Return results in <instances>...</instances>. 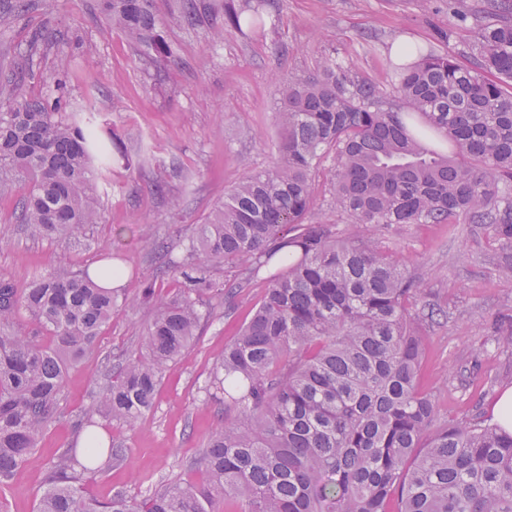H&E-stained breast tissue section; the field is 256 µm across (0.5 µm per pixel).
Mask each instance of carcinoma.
Wrapping results in <instances>:
<instances>
[{"label":"carcinoma","instance_id":"1","mask_svg":"<svg viewBox=\"0 0 512 512\" xmlns=\"http://www.w3.org/2000/svg\"><path fill=\"white\" fill-rule=\"evenodd\" d=\"M275 0H225L224 23L265 27ZM21 0L0 10L10 28ZM128 40L172 56L158 40L155 0H100ZM207 5L180 0L188 29ZM50 42L28 41V57ZM477 56L408 48L387 92L328 54L279 87V156L224 196L181 259L161 272L179 287L143 289L150 321L141 353L119 359L84 409L135 429L152 409L165 371L199 336L211 309L260 278L261 301L224 346L211 384L224 420L196 465L199 484L171 480L139 501L118 490L84 494L101 457L126 449L87 433L82 459L59 451L36 512H512V432L465 419L438 423L418 390L425 324L437 308L419 277L369 234L405 224H493L512 248V0L473 34ZM10 111L0 113V197L27 180L20 223L36 237H79L100 221L94 183L120 143L34 95L0 71ZM330 163L328 205L347 217H315L316 175ZM217 263L228 275H212ZM103 274L122 277L118 262ZM103 274L0 276V486L8 484L61 414L70 367L118 307ZM27 315L45 332L15 327Z\"/></svg>","mask_w":512,"mask_h":512}]
</instances>
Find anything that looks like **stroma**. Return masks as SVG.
<instances>
[{"instance_id": "stroma-1", "label": "stroma", "mask_w": 512, "mask_h": 512, "mask_svg": "<svg viewBox=\"0 0 512 512\" xmlns=\"http://www.w3.org/2000/svg\"><path fill=\"white\" fill-rule=\"evenodd\" d=\"M205 2L209 12L188 29L170 17L177 0H156L165 18L162 36L175 50L157 62L112 28L99 0H26L13 28L0 34V67L25 70L39 95L64 94L77 121L93 120L103 139L118 137L123 147L97 183L101 221L84 238H30L17 208L25 181L0 199V275L23 288L39 275L82 272L101 263L107 245L128 270L122 305L68 372L61 417L0 490L7 512H36L53 456L74 446L76 423L108 357L138 356L149 321L138 303L145 284L161 294L174 288L172 279H156L143 228L167 243L173 257L182 256L225 193L277 159L280 82L312 71L330 54L389 87L394 48L403 40L469 62L472 30L493 8V0H279L276 21L255 34L225 25L224 0ZM213 28L223 29V39L211 40ZM39 29L54 38L31 59L26 44ZM59 73L66 79L62 91L53 82ZM373 234L418 273L445 312L424 329L419 390L435 400L439 421L489 418L494 400L512 388V349L502 346L512 338V278L502 272L493 226L407 224ZM264 293L257 280L232 305L214 304L198 340L165 372L140 429L99 420L127 457L87 475L89 497L106 501L120 489L139 500L168 479L202 481L194 461L224 415L223 398L208 397L205 388L225 344Z\"/></svg>"}]
</instances>
